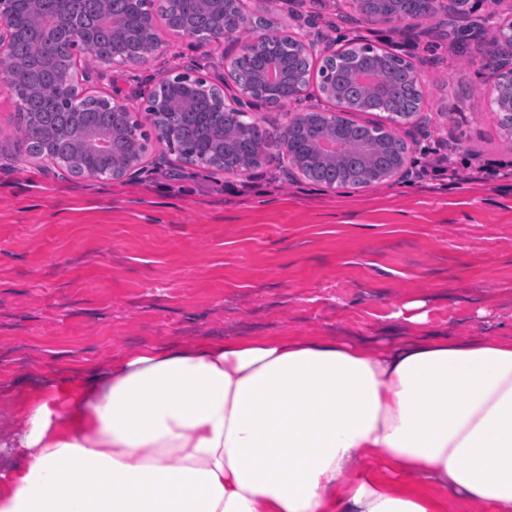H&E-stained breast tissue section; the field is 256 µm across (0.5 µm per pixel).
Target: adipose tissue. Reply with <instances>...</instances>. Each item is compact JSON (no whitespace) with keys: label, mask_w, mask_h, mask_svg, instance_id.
<instances>
[{"label":"adipose tissue","mask_w":512,"mask_h":512,"mask_svg":"<svg viewBox=\"0 0 512 512\" xmlns=\"http://www.w3.org/2000/svg\"><path fill=\"white\" fill-rule=\"evenodd\" d=\"M14 412L0 512H512V337L143 347Z\"/></svg>","instance_id":"adipose-tissue-1"}]
</instances>
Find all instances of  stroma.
Returning a JSON list of instances; mask_svg holds the SVG:
<instances>
[{
    "instance_id": "obj_1",
    "label": "stroma",
    "mask_w": 512,
    "mask_h": 512,
    "mask_svg": "<svg viewBox=\"0 0 512 512\" xmlns=\"http://www.w3.org/2000/svg\"><path fill=\"white\" fill-rule=\"evenodd\" d=\"M272 29L316 51L356 39L412 61L423 105L405 177L328 189L276 162L227 174L177 161L151 143L123 179L77 178L27 156L15 105L0 86V427L41 376L104 364L137 349L202 338L403 335L394 315L423 301V333L512 336V149L485 90L476 45L353 25L344 0H255ZM147 62L95 63L83 85L125 101L142 125L165 76L224 81L235 45L158 29ZM317 85L282 108L244 110L268 129L326 107ZM444 143L453 166L481 179L421 174V151Z\"/></svg>"
}]
</instances>
